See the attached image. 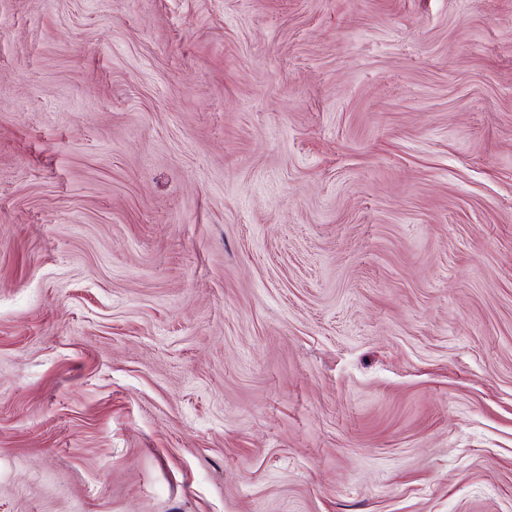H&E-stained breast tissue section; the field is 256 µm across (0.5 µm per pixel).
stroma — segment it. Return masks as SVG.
<instances>
[{"mask_svg": "<svg viewBox=\"0 0 512 512\" xmlns=\"http://www.w3.org/2000/svg\"><path fill=\"white\" fill-rule=\"evenodd\" d=\"M0 512H512V0H0Z\"/></svg>", "mask_w": 512, "mask_h": 512, "instance_id": "obj_1", "label": "stroma"}]
</instances>
